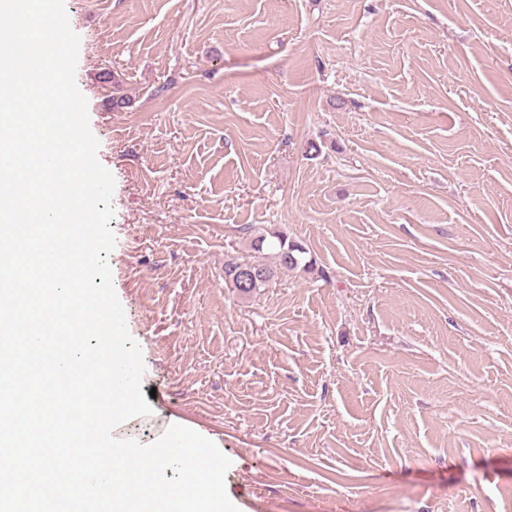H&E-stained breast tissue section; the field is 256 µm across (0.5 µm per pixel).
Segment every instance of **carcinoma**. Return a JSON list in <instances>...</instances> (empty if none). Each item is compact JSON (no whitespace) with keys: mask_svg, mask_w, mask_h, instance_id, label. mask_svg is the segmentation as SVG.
Here are the masks:
<instances>
[{"mask_svg":"<svg viewBox=\"0 0 512 512\" xmlns=\"http://www.w3.org/2000/svg\"><path fill=\"white\" fill-rule=\"evenodd\" d=\"M99 82L112 88V108L120 109L130 102V98L123 93L120 80L115 77L110 69H103L98 74ZM252 249L258 253L267 249L271 251L275 258L274 264H267L255 258L251 260L230 257L224 261V279L230 284H235L238 272L246 267L248 263H255L260 274L251 282L249 293H255L268 286L280 271L302 269L304 271L311 268V264L303 262L305 248L288 240V236L281 231L260 232L252 238Z\"/></svg>","mask_w":512,"mask_h":512,"instance_id":"obj_1","label":"carcinoma"}]
</instances>
